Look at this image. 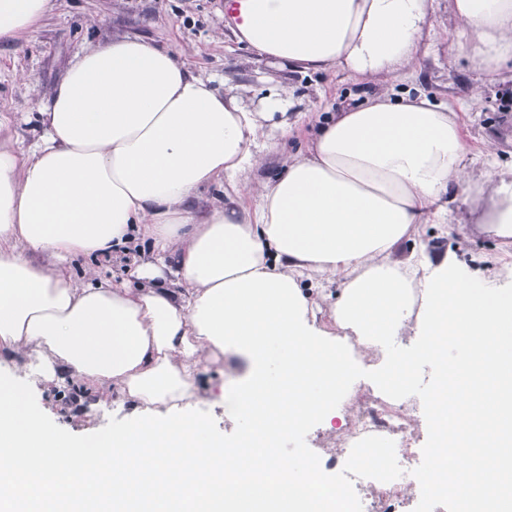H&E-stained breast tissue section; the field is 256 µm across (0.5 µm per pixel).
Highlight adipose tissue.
<instances>
[{"instance_id": "adipose-tissue-1", "label": "adipose tissue", "mask_w": 512, "mask_h": 512, "mask_svg": "<svg viewBox=\"0 0 512 512\" xmlns=\"http://www.w3.org/2000/svg\"><path fill=\"white\" fill-rule=\"evenodd\" d=\"M459 47L484 81L512 60V0H451ZM51 0H0V41L34 32ZM434 0H245L239 39L288 69L341 70L366 82L409 68ZM245 110L168 50L123 37L85 48L38 115V143L0 139V367L26 356L42 378L133 401L140 420L76 442L0 376V512H334L297 489L311 472L276 452L311 422L331 427L359 355L415 321L412 351L385 352L374 378L392 395L411 369L441 370L424 406L449 446L430 484L465 489L473 473L512 512V468L483 451L512 442V283L452 258L414 263L398 246L444 224L463 187L491 194L484 223L512 240V172L472 186L460 115L424 95L380 94L329 113L280 173L259 142L287 131L290 89ZM253 185L255 205L240 189ZM224 204L196 219L202 187ZM149 251L136 280L73 259ZM337 282L338 294L323 293ZM358 338L347 353L338 332ZM228 363L222 392L240 424L232 449L195 413L205 364Z\"/></svg>"}]
</instances>
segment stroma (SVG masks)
I'll list each match as a JSON object with an SVG mask.
<instances>
[{"instance_id":"35a3bbf8","label":"stroma","mask_w":512,"mask_h":512,"mask_svg":"<svg viewBox=\"0 0 512 512\" xmlns=\"http://www.w3.org/2000/svg\"><path fill=\"white\" fill-rule=\"evenodd\" d=\"M450 0H437L423 35V49L410 72L361 82L346 73L288 70L257 59L240 43L224 19V0H55L54 10L37 31L0 43V137L20 149L39 140L37 106L48 99L67 68L89 44H106L124 36L142 38L170 50L191 73L213 79L215 87L234 95L252 112L261 111L270 89L285 84L293 91L288 133L272 132L265 143L271 160L265 172L275 175L286 157L297 154L313 138L318 118L351 107L380 92L418 89L459 112L471 148L469 169L482 180L488 150H495L502 170L512 169V61L499 81L482 83L457 44ZM491 197L473 204L458 195L448 204L451 222L416 225L400 252L405 256H453L478 276L506 278L512 256L502 239L489 233L478 218ZM14 370L15 379L30 387V405L44 420L74 440L138 420L133 402L109 394L82 395L70 380L44 382L31 372L38 365ZM231 381L228 368L211 365L198 376L211 400L196 412L216 439H231L237 424L224 416L214 399Z\"/></svg>"}]
</instances>
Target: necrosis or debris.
<instances>
[{
	"mask_svg": "<svg viewBox=\"0 0 512 512\" xmlns=\"http://www.w3.org/2000/svg\"><path fill=\"white\" fill-rule=\"evenodd\" d=\"M343 410L345 448L312 461L315 473L336 472L338 512H417L419 501L409 496L408 487L423 457L439 456L441 436L432 435L430 448L418 450L420 432L409 420V405L392 403L384 395L356 393L346 399ZM384 439L393 446L396 465L381 473L370 459L374 445Z\"/></svg>",
	"mask_w": 512,
	"mask_h": 512,
	"instance_id": "necrosis-or-debris-1",
	"label": "necrosis or debris"
}]
</instances>
